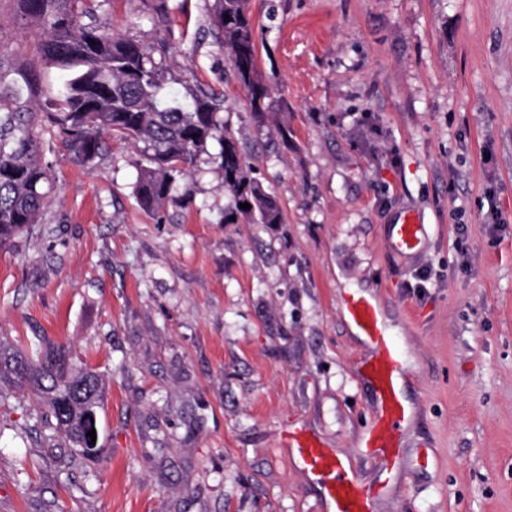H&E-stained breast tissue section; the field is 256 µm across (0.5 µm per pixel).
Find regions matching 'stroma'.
Listing matches in <instances>:
<instances>
[{
  "label": "stroma",
  "mask_w": 512,
  "mask_h": 512,
  "mask_svg": "<svg viewBox=\"0 0 512 512\" xmlns=\"http://www.w3.org/2000/svg\"><path fill=\"white\" fill-rule=\"evenodd\" d=\"M212 4L105 0L98 21L152 48L166 92L223 96L284 221L225 223L218 144L191 197L155 215L131 144L88 170L43 133L53 189L0 246V342L45 336L103 374L105 460L35 467L40 402L13 393L0 512H321L288 433L352 461L375 512H512V0H250L285 142L255 124ZM0 52L36 58L16 0H0ZM406 210L426 228L415 256L387 236ZM351 292L378 300L404 352L393 471L361 446L376 399Z\"/></svg>",
  "instance_id": "obj_1"
}]
</instances>
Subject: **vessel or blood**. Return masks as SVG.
<instances>
[{
  "instance_id": "obj_1",
  "label": "vessel or blood",
  "mask_w": 512,
  "mask_h": 512,
  "mask_svg": "<svg viewBox=\"0 0 512 512\" xmlns=\"http://www.w3.org/2000/svg\"><path fill=\"white\" fill-rule=\"evenodd\" d=\"M388 236L397 253L413 254L422 247L424 227L407 211L390 225ZM342 312L372 349L362 369L375 394L378 415L364 436L363 445L386 467L396 468L400 462L403 428L411 416L401 390L405 374L402 350L373 298L348 294L342 301ZM289 444L296 467L318 483L324 512H373L371 492L335 452L301 436L291 437Z\"/></svg>"
}]
</instances>
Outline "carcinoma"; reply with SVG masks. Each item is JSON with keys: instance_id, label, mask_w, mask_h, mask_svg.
Returning a JSON list of instances; mask_svg holds the SVG:
<instances>
[{"instance_id": "obj_1", "label": "carcinoma", "mask_w": 512, "mask_h": 512, "mask_svg": "<svg viewBox=\"0 0 512 512\" xmlns=\"http://www.w3.org/2000/svg\"><path fill=\"white\" fill-rule=\"evenodd\" d=\"M19 2L21 20L38 30L41 66L10 62L0 52V245L38 223L48 203L50 167L39 126L82 166L101 159L112 138L131 143L138 150L136 195L149 211L161 210L179 189L189 197L192 170L215 141L232 197L224 223H282L277 199L250 175L224 122L223 98L166 93L152 49L97 23L100 0ZM211 24L255 122L266 124L278 101L259 71L249 0H214ZM2 385L39 395L44 409L31 430L42 441L62 432L71 460H101L102 449L91 446L87 433L98 429L102 378L77 364L67 346L43 336L0 345Z\"/></svg>"}]
</instances>
